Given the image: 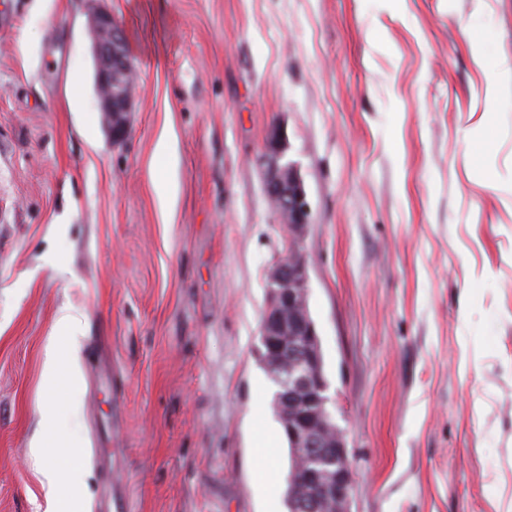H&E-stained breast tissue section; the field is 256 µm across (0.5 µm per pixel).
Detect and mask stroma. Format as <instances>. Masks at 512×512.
<instances>
[{"label": "stroma", "instance_id": "35a3bbf8", "mask_svg": "<svg viewBox=\"0 0 512 512\" xmlns=\"http://www.w3.org/2000/svg\"><path fill=\"white\" fill-rule=\"evenodd\" d=\"M106 6L138 76L121 145L85 0H0V512H37L29 448L66 305L85 317L89 512L116 485L132 512H268L254 413L287 471L258 356L284 233L256 159L277 121L352 512H512V0Z\"/></svg>", "mask_w": 512, "mask_h": 512}]
</instances>
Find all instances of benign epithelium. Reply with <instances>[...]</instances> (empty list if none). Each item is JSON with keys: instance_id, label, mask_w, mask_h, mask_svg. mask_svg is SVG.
<instances>
[{"instance_id": "obj_1", "label": "benign epithelium", "mask_w": 512, "mask_h": 512, "mask_svg": "<svg viewBox=\"0 0 512 512\" xmlns=\"http://www.w3.org/2000/svg\"><path fill=\"white\" fill-rule=\"evenodd\" d=\"M94 89L112 142L130 129L136 90L124 28L104 0H88ZM283 124L273 125L257 162L269 205L285 232V248L266 273L267 299L260 327L264 359L274 364L275 399L297 465L288 477L291 512H352L353 474L347 443L330 410L323 352L309 301L310 260L304 239L310 208Z\"/></svg>"}]
</instances>
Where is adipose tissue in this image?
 <instances>
[{"label": "adipose tissue", "instance_id": "ef3b65f1", "mask_svg": "<svg viewBox=\"0 0 512 512\" xmlns=\"http://www.w3.org/2000/svg\"><path fill=\"white\" fill-rule=\"evenodd\" d=\"M83 316L75 308L62 307L56 317L42 368V385L47 399L40 408L39 430L31 453L37 461L36 478L42 491L45 512H78L75 499L64 497L60 486L69 467L80 459L81 449L72 429L81 418ZM65 391L68 398L58 403L54 395Z\"/></svg>", "mask_w": 512, "mask_h": 512}]
</instances>
